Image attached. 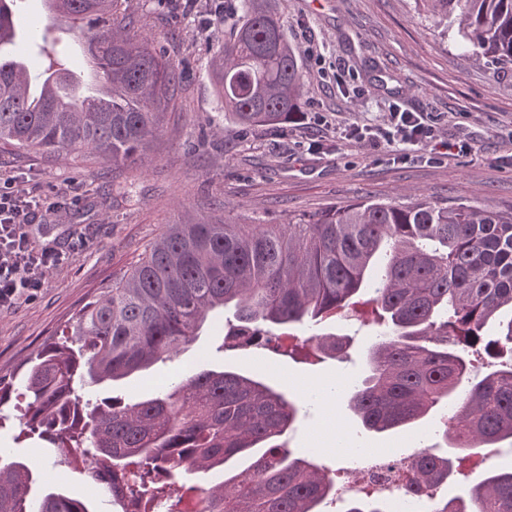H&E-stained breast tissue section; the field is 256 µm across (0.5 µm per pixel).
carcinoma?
I'll use <instances>...</instances> for the list:
<instances>
[{
  "instance_id": "cac0c4a2",
  "label": "carcinoma",
  "mask_w": 512,
  "mask_h": 512,
  "mask_svg": "<svg viewBox=\"0 0 512 512\" xmlns=\"http://www.w3.org/2000/svg\"><path fill=\"white\" fill-rule=\"evenodd\" d=\"M0 0V47L16 39ZM92 55L97 85L79 92L69 68L49 59L36 86L32 61L0 54V142L49 156L89 153L134 163L173 99L178 66L135 31L127 0H51ZM497 65L512 66V0H415ZM242 21L215 36L210 62L224 111L244 128L286 126L305 96L299 52L273 0H239ZM386 331L367 350L366 374L348 393L363 429L412 428L443 404L442 438L462 456L427 448L411 492L426 512H512V468L487 470L454 497L436 490L481 448L512 440V212L363 201L280 224L194 218L171 224L137 265L71 318L24 366L19 435L106 457L130 480L112 504L175 512L186 477L248 457L207 488L206 512H322L336 482L287 434L302 408L261 374L192 370L144 398L90 402L78 386L117 382L175 357L214 312L233 310L222 348L248 333L310 363L343 350L336 334L288 343L275 329L319 325L358 304ZM495 323V337L485 335ZM508 357L472 382L469 353ZM25 462L0 454V512H91L58 486L33 493ZM340 512H387L367 495Z\"/></svg>"
}]
</instances>
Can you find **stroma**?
I'll list each match as a JSON object with an SVG mask.
<instances>
[{
    "label": "stroma",
    "mask_w": 512,
    "mask_h": 512,
    "mask_svg": "<svg viewBox=\"0 0 512 512\" xmlns=\"http://www.w3.org/2000/svg\"><path fill=\"white\" fill-rule=\"evenodd\" d=\"M277 7L288 40L300 49L307 85L303 109L330 113L331 125L296 121L240 134L208 74L214 32L229 30L239 17L234 0H196L189 10L175 9L172 0H129L137 30L151 35L171 61L190 66L160 133L137 162L115 166L88 153L57 159L0 144L1 181L71 202L36 220L33 244L80 245L35 298L20 297L0 310V376L18 377L28 358L140 261L168 225L180 221L222 214L277 224L290 214L368 199L407 204L422 197L512 210V68L488 62L456 34L441 38L414 0H277ZM14 24L12 52L31 55L54 39L69 69L86 75L80 35L51 28L44 0H16ZM396 101L432 113L439 139L468 140L472 152L403 160L341 137L345 124L377 123ZM325 329L347 346L343 357L316 366L263 348L222 352L224 315L218 312L173 360L138 376L122 392L138 398L188 370L226 367L260 369L299 399L336 387L332 399L308 404L309 416L292 446L344 473L354 460L337 452L338 435L354 447L396 458L412 456L422 440H433L441 419L437 411L412 430L362 428L347 407V387L363 375L365 348L376 332L352 315ZM15 434V428H1L0 448L28 460L42 478L60 480L70 494L89 498L93 512H112L81 465L67 463L46 445L15 442Z\"/></svg>",
    "instance_id": "stroma-1"
}]
</instances>
